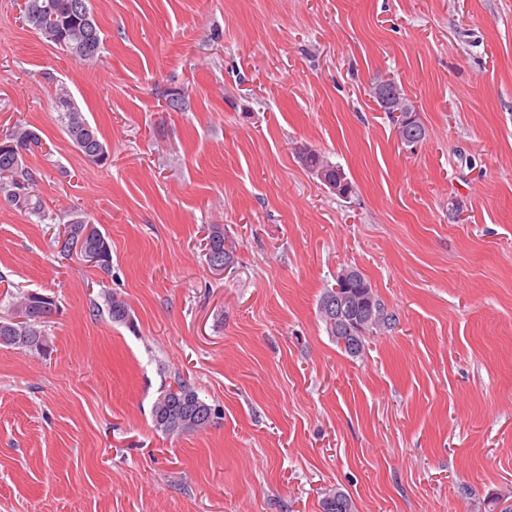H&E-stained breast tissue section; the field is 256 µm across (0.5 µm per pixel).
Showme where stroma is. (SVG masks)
<instances>
[{
  "label": "stroma",
  "mask_w": 512,
  "mask_h": 512,
  "mask_svg": "<svg viewBox=\"0 0 512 512\" xmlns=\"http://www.w3.org/2000/svg\"><path fill=\"white\" fill-rule=\"evenodd\" d=\"M98 62L0 0V131L51 214L0 197V317L55 295L50 351L0 345V512H484L512 500V0H92ZM392 78L427 128L401 146L372 96ZM66 84L110 155L88 161ZM188 92L171 111L164 91ZM343 168L342 198L304 168ZM464 203L459 218L449 197ZM112 273L62 255L72 213ZM234 241L209 267L210 225ZM353 265L399 318L351 356L318 314ZM132 321H111L104 293ZM224 416L156 432L163 385ZM54 105L60 112L62 129L75 147L95 164H105L109 159L106 144L102 141L97 128L93 127L74 102V98L66 84H58L54 90ZM303 164L308 168L310 171L314 169H321L324 167H327L331 169L328 177L331 179L336 180L338 185H343V188H341V194H337L339 197H347L352 194L353 192V185L350 181H347V177L343 171V169L339 168V166L330 165L328 163H324L323 156L320 155V153L316 152L315 150L310 151L308 156L301 157Z\"/></svg>",
  "instance_id": "1"
}]
</instances>
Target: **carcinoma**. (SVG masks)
<instances>
[{"label": "carcinoma", "instance_id": "obj_1", "mask_svg": "<svg viewBox=\"0 0 512 512\" xmlns=\"http://www.w3.org/2000/svg\"><path fill=\"white\" fill-rule=\"evenodd\" d=\"M21 19L24 25L41 33L48 43L76 60L96 61L104 49V34L95 20L92 0H25ZM53 101L56 111L60 112L62 129L75 147L89 161L95 164L107 163L109 153L106 144L102 141L97 128L89 123L74 102L66 84L61 83L55 86ZM409 108L415 114V122L406 125L402 131L398 132V136L403 139L422 141L426 137V127L414 105H409ZM5 136L13 143L14 148H0V195L17 208L37 216L41 221L55 220L36 193V174L25 165V156L34 153L35 149L42 146L40 134L35 129L16 125L6 131ZM303 164L311 171L329 168V177L342 185L341 196L347 197L352 194L353 185L347 181L343 169L324 163L320 153L310 151L308 156L303 158ZM88 226L91 227L93 240L106 253V259L99 262L96 268L108 274L112 269L111 249L106 237L96 225L76 213L65 224V229L66 232L74 235ZM207 242L210 248L206 253V259L219 258L227 264L230 263L235 245L224 233V226L211 225ZM354 271L358 275V283L356 288L352 289L353 307L359 311L364 308L357 292L363 288L366 289L373 306L384 313V320L376 323L373 331L394 328L397 323L394 313L387 310L367 276L357 267ZM31 296L32 293L29 291L19 293V301L15 304L13 313L7 317H0V324H6L15 319L17 323L13 324V327L17 332L26 330L38 336L45 335L44 324L47 320L41 319L39 315L41 307L25 308ZM105 301L112 322L118 324L130 322V307L124 300L110 294L105 297ZM151 418L155 431L164 435H178L207 430L222 418V410L200 397L190 384L178 379L175 384L162 388L152 405ZM321 508L322 512H355L351 497L338 489L325 494Z\"/></svg>", "mask_w": 512, "mask_h": 512}]
</instances>
